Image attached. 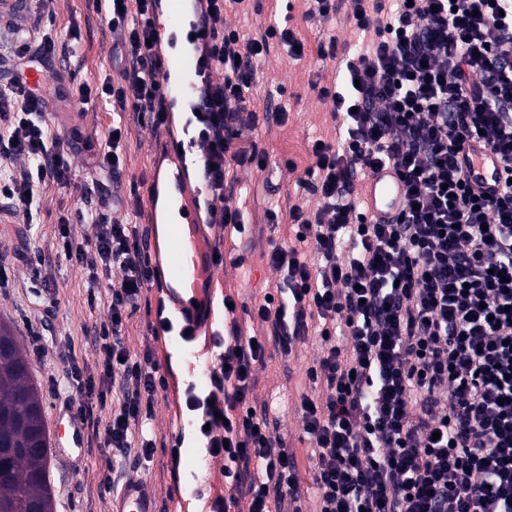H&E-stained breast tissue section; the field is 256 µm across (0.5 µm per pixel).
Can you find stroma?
<instances>
[{
  "instance_id": "35a3bbf8",
  "label": "stroma",
  "mask_w": 512,
  "mask_h": 512,
  "mask_svg": "<svg viewBox=\"0 0 512 512\" xmlns=\"http://www.w3.org/2000/svg\"><path fill=\"white\" fill-rule=\"evenodd\" d=\"M54 30L59 41H66L71 29H79L81 43L78 55L69 64L54 61V71H68L70 88L87 84L98 87L112 67L111 37L102 35L103 20L88 0H52ZM351 6L341 0L336 20L321 24L307 18L304 0H251L248 8L231 11L228 22L245 32L260 34L272 18H288L298 38L308 46L305 56L288 58L280 47H271L259 74L262 92L284 85L283 97L273 98V105H284L288 111L283 123L260 126L258 140L268 155V166L258 173L245 168L242 180L258 183L247 222L251 231L240 245L243 267L224 263L218 269L222 281L216 287L213 327L221 329L224 322L222 300L233 295L238 304L250 307L259 302L268 286L276 281L277 273L268 264L266 254L270 242L285 243L292 230L289 223L270 224L267 209L271 201L300 204L314 208L317 196L297 190L295 181L303 176L311 163L310 148L316 139L331 138L334 123L329 105L319 101L310 87L311 80L322 77L332 82L336 69L331 62L320 60L315 50L319 38L332 32L348 38L344 26ZM175 123L170 129L154 130L141 125L133 113H126L129 128L126 160L113 182V193L128 197L131 190L145 189V175L159 158V149L169 137H182L188 118L186 109H175ZM111 100L95 99L84 113L73 115L65 122H51L50 133L63 144L79 140L80 147L72 153L71 183L53 182L42 185L40 222L28 245L27 260L16 259L13 253L0 255V323L8 325L18 336L23 353L29 361L30 373L42 401L47 441H54L61 425L59 413L72 392L67 373L71 365L95 368L99 349L94 328L104 318L103 308H90L88 270L57 255V242L63 219L85 199L81 185L86 178L88 153L104 146L112 128ZM42 289L50 304L51 329L43 338L33 339L28 332V320L35 300L34 289ZM156 292L144 291L125 327V343L131 353L140 355L151 350L160 364V372L168 382L177 383V392L159 393L153 409L151 428L157 438L150 464H142L131 456L120 467H113L112 453L88 443L82 455L57 457V463L47 469L53 512H108L111 493L101 483L111 478L123 484L131 475L150 481L157 489L158 512H208L216 496L224 492V461L206 456L197 441L186 438L188 430L197 429L200 414L186 405L188 390L205 395V373L211 355L201 346L184 342L178 325H171L165 335L154 328ZM313 340L297 343L290 360L272 355L255 371L256 385L252 400L268 402L271 397L295 402L305 389L306 366L317 356ZM184 435L179 461H172L169 446L177 435Z\"/></svg>"
}]
</instances>
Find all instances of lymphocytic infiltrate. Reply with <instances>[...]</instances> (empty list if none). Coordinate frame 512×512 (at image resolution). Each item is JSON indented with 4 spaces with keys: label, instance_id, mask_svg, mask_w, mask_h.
I'll use <instances>...</instances> for the list:
<instances>
[{
    "label": "lymphocytic infiltrate",
    "instance_id": "obj_1",
    "mask_svg": "<svg viewBox=\"0 0 512 512\" xmlns=\"http://www.w3.org/2000/svg\"><path fill=\"white\" fill-rule=\"evenodd\" d=\"M161 0H94L107 27L120 32L113 72L100 88L83 87L79 104L97 97L168 123L165 59L154 41ZM196 102L190 146L202 151L200 176L211 201L206 222L236 238L246 231L249 191L225 195L244 167L265 170L257 73L271 45L304 56L287 21L261 37L226 26L227 10L246 0H192ZM351 42H317L335 61L332 85L312 82L330 106L335 135L315 140L313 162L297 186L319 195L314 210L290 207L288 244L267 258L279 279L250 313L265 335L244 333L235 309L224 310L215 337L201 411L207 452L222 451L225 496L211 512H304L296 455L270 429V407L252 412L254 368L268 349L290 357L313 336L321 355L308 367V390L295 409L311 445L314 512H512V0H351ZM49 0H30L26 27L0 25V63L14 74L0 84V198L14 223L40 221L38 189L71 177L70 153L46 122L53 87H30L26 73L76 53L53 31ZM222 72L213 81V72ZM90 153L83 184L91 204L62 230L58 253L88 265L90 306L106 287L96 374L71 368L77 418L113 462L150 461L147 428L167 381L151 352L131 356L124 342L129 308L156 275L137 225L113 220L110 183L124 165L122 118ZM500 156L509 177L497 194L475 196L456 163L471 138ZM23 167H15L17 159ZM394 169L404 204L389 221L367 223L360 184Z\"/></svg>",
    "mask_w": 512,
    "mask_h": 512
}]
</instances>
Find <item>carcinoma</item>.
Here are the masks:
<instances>
[{
    "label": "carcinoma",
    "mask_w": 512,
    "mask_h": 512,
    "mask_svg": "<svg viewBox=\"0 0 512 512\" xmlns=\"http://www.w3.org/2000/svg\"><path fill=\"white\" fill-rule=\"evenodd\" d=\"M0 438L11 448H29L45 431L41 400L37 386L12 331L0 325ZM46 454L29 453L18 464L10 455L0 454V505L11 512H31L43 504L52 510L50 489L45 480Z\"/></svg>",
    "instance_id": "cac0c4a2"
}]
</instances>
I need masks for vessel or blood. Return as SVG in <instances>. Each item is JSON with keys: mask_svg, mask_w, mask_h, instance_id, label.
<instances>
[{"mask_svg": "<svg viewBox=\"0 0 512 512\" xmlns=\"http://www.w3.org/2000/svg\"><path fill=\"white\" fill-rule=\"evenodd\" d=\"M166 159L163 176H150L146 198L152 213L157 210L159 198H166L169 234L173 239L172 245L159 255L157 271L161 280L172 278L176 285L160 289L158 302L163 311L176 318L181 332L195 341L208 333L207 323L196 321L195 310L205 303L206 285L217 267L203 237L202 193L190 182L188 157L172 142L167 147ZM459 163L475 193H495L504 181L500 159L480 142H469L459 155ZM367 202L368 219L374 223L387 220L402 208L403 185L391 170L379 169L368 179ZM157 498L151 483L132 477L113 498L110 512H158Z\"/></svg>", "mask_w": 512, "mask_h": 512, "instance_id": "vessel-or-blood-1", "label": "vessel or blood"}]
</instances>
